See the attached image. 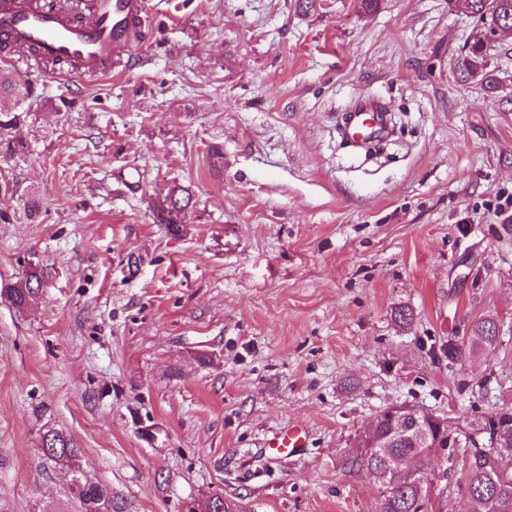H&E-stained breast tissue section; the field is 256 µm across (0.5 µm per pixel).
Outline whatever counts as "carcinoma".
I'll return each mask as SVG.
<instances>
[{"label": "carcinoma", "mask_w": 512, "mask_h": 512, "mask_svg": "<svg viewBox=\"0 0 512 512\" xmlns=\"http://www.w3.org/2000/svg\"><path fill=\"white\" fill-rule=\"evenodd\" d=\"M473 17L483 25L486 33L495 36L512 31V0H465ZM457 74L463 81L478 78L490 88H496L497 79L488 70L487 41L478 39L458 60ZM191 204V195L180 186L170 189L165 201L155 211L156 220L168 225L177 234ZM45 276L38 265L30 266L15 282L0 284V297L15 308L28 307L40 293ZM497 323L490 319L479 321L468 337L472 350L497 345ZM512 431V411L499 413L498 421L486 422L481 433L488 435L487 444L478 446L468 438L473 449L465 458V477L461 485L473 504V512H512V469L500 465L495 453L512 450V438L498 434L496 427ZM448 427L438 430L431 422L400 414L393 421L377 420L373 432L365 433L357 454L349 458L352 470L365 472L379 486L380 512H429L432 504L428 495V456L433 448L449 447ZM44 457L65 465L74 456L70 439L54 429L40 436ZM71 494L83 504L84 512H112V491L105 485L87 480Z\"/></svg>", "instance_id": "cac0c4a2"}]
</instances>
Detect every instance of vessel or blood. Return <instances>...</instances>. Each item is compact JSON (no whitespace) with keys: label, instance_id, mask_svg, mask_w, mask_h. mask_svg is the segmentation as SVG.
I'll return each mask as SVG.
<instances>
[{"label":"vessel or blood","instance_id":"1","mask_svg":"<svg viewBox=\"0 0 512 512\" xmlns=\"http://www.w3.org/2000/svg\"><path fill=\"white\" fill-rule=\"evenodd\" d=\"M88 21L76 22L78 6H49L42 0H0V45L30 47L39 63L65 64L80 78L129 66L142 45L141 31L149 23L148 0H86ZM386 107L365 96L348 113L344 131L352 143L382 137L388 127ZM305 446L302 431L274 436L270 454H298Z\"/></svg>","mask_w":512,"mask_h":512}]
</instances>
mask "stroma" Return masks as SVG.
<instances>
[{
	"label": "stroma",
	"instance_id": "1",
	"mask_svg": "<svg viewBox=\"0 0 512 512\" xmlns=\"http://www.w3.org/2000/svg\"><path fill=\"white\" fill-rule=\"evenodd\" d=\"M139 61L93 81L21 83L0 153V512H79L72 471L112 512H378L346 460L384 410L465 431L512 409V37L496 90L454 65L481 25L448 0H150ZM394 117L368 162L342 135L358 95ZM194 207L156 223L169 186ZM413 319L401 325L394 310ZM483 318L498 344H462ZM461 346L449 359V345ZM307 435L271 456L273 434ZM76 456L39 450L47 429ZM430 500L461 450L430 456ZM29 268L17 281L0 284V297L19 310L27 308L36 300L45 276L44 269L39 265H31ZM40 447L44 457L61 465H67L76 450L66 435L54 429H48L40 436Z\"/></svg>",
	"mask_w": 512,
	"mask_h": 512
}]
</instances>
